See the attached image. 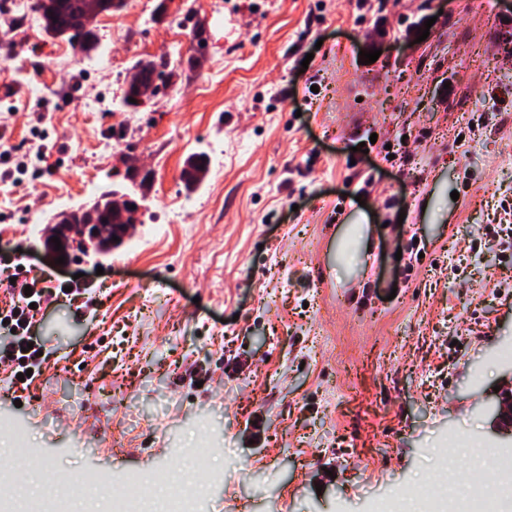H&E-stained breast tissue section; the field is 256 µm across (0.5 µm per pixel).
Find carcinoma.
Returning <instances> with one entry per match:
<instances>
[{"mask_svg":"<svg viewBox=\"0 0 512 512\" xmlns=\"http://www.w3.org/2000/svg\"><path fill=\"white\" fill-rule=\"evenodd\" d=\"M32 7L40 14L47 34L76 43L86 56H93L97 49V43L92 29L82 21L84 0H33ZM167 67V61L162 59L136 62L130 68L128 75V96H134L138 85L146 80L174 77L173 71H165ZM204 173L202 157H189L186 170V189L196 190L204 180Z\"/></svg>","mask_w":512,"mask_h":512,"instance_id":"1","label":"carcinoma"}]
</instances>
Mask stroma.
I'll return each instance as SVG.
<instances>
[{
	"label": "stroma",
	"mask_w": 512,
	"mask_h": 512,
	"mask_svg": "<svg viewBox=\"0 0 512 512\" xmlns=\"http://www.w3.org/2000/svg\"><path fill=\"white\" fill-rule=\"evenodd\" d=\"M181 2L99 15L115 64L93 75L42 27L0 30V153L16 169L0 164V255L101 300L42 306L48 366L22 398L0 369V467L19 427L53 474L109 471L119 492L239 458L200 512H367L441 468L462 491L492 477L448 435L512 447L494 413L512 386V252L494 234L512 229V111L482 104L512 101V0H386L361 22L355 0ZM162 57L172 84L124 106L128 70ZM359 129L378 147L358 150ZM198 152L209 171L189 194ZM114 192L140 201L122 247L44 257L46 217ZM191 444L208 455L185 462Z\"/></svg>",
	"instance_id": "stroma-1"
}]
</instances>
